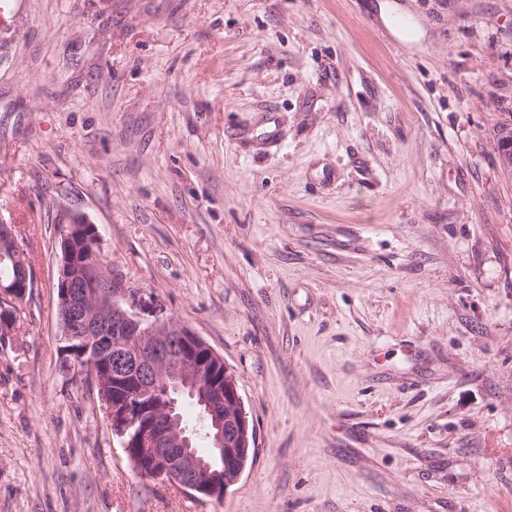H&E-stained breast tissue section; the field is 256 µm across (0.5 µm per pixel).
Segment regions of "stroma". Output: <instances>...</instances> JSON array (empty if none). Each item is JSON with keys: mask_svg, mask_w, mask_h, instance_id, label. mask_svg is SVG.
<instances>
[{"mask_svg": "<svg viewBox=\"0 0 512 512\" xmlns=\"http://www.w3.org/2000/svg\"><path fill=\"white\" fill-rule=\"evenodd\" d=\"M0 512H512V0H9ZM231 368L222 499L137 474L61 368V208ZM10 255L16 266L17 274L14 276V267L9 259L0 261V278H12L8 283L0 281V335L10 336L14 333L16 320L13 319L15 311L34 288V272L25 260V255L18 242V236L8 224L0 225V256ZM2 319V320H1Z\"/></svg>", "mask_w": 512, "mask_h": 512, "instance_id": "obj_1", "label": "stroma"}]
</instances>
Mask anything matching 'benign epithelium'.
<instances>
[{
	"label": "benign epithelium",
	"mask_w": 512,
	"mask_h": 512,
	"mask_svg": "<svg viewBox=\"0 0 512 512\" xmlns=\"http://www.w3.org/2000/svg\"><path fill=\"white\" fill-rule=\"evenodd\" d=\"M58 241L56 308L62 357L85 370V383L108 407L107 421L128 458L195 498H219L242 476L236 454L256 447L236 380L218 371L222 358L188 327L158 314L132 311L131 291L102 259L79 257L86 217L68 209ZM17 274L0 281V335L14 333L15 311L34 288L18 236L0 225V256ZM205 385L204 414L212 453L199 456L190 430L176 414L173 395Z\"/></svg>",
	"instance_id": "1"
}]
</instances>
